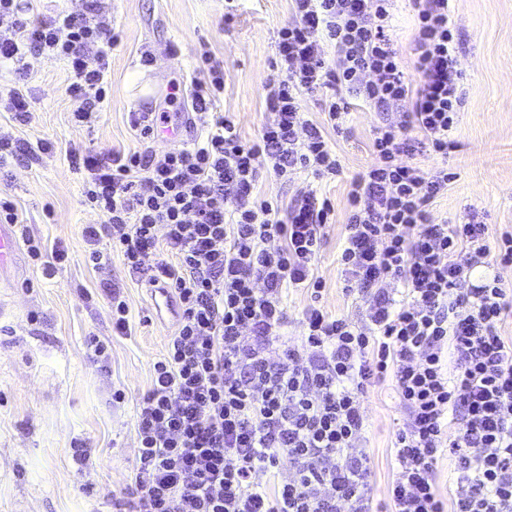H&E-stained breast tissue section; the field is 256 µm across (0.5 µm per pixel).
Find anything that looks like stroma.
Listing matches in <instances>:
<instances>
[{"mask_svg": "<svg viewBox=\"0 0 512 512\" xmlns=\"http://www.w3.org/2000/svg\"><path fill=\"white\" fill-rule=\"evenodd\" d=\"M120 41L110 57L111 90L96 121L72 123L79 106L65 92L68 70L43 59L31 80L32 117L21 125L0 111V137L28 146L0 171V191L18 203V237L61 243L68 259L55 277L43 276L39 262L21 253L16 268L0 277V512H113L137 450L135 403L147 389L153 363L175 325L171 309L156 308L146 285L130 275L118 254L102 269L87 263L83 227L102 223L82 203V176L71 153L84 149L162 150L190 145L199 132L179 127L166 140L140 141L128 124L130 111L170 113V84H186L199 44L224 62L220 112L233 115L243 139H254L268 120L263 84L275 57L278 30L292 22L290 0H238L225 11L224 0H106ZM392 40L404 68H411L415 38L411 0H396ZM458 33L464 105L454 133L461 148L448 158L424 151L423 168L447 167L448 193L434 204L438 224L463 222L478 213L492 230L512 231V0H451ZM152 66L140 63L143 51ZM383 118L373 109L352 106L343 130L332 142L342 174L331 182L312 177L283 182L262 177L270 197H291L317 185L336 206V222L318 259L326 282L321 300L333 315H359V300L346 294L337 263L350 181L372 161V130ZM49 142L51 154H33ZM123 286L132 315V333H113L108 303L96 292L101 278ZM108 342L106 365L93 363L92 338ZM125 400L113 401L115 390ZM371 450L372 494L387 498L393 469L391 441L407 416L390 383L364 397Z\"/></svg>", "mask_w": 512, "mask_h": 512, "instance_id": "stroma-1", "label": "stroma"}]
</instances>
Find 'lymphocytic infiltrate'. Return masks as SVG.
<instances>
[{"instance_id": "lymphocytic-infiltrate-1", "label": "lymphocytic infiltrate", "mask_w": 512, "mask_h": 512, "mask_svg": "<svg viewBox=\"0 0 512 512\" xmlns=\"http://www.w3.org/2000/svg\"><path fill=\"white\" fill-rule=\"evenodd\" d=\"M264 85L273 117L251 141L215 111L224 66L196 54L189 111L205 130L190 148L88 150L83 203L88 260L109 252L169 289L176 329L136 404L138 450L115 512H512V288L476 267L512 266V232L468 220L436 224L447 169L414 161L448 156L463 104L449 0H415L414 71L391 38L394 0H292ZM32 0H0V63L16 81L7 111L32 112L28 82L42 59L65 61L73 119L91 123L107 97L119 35L101 0L80 14L28 19ZM320 96L322 120L303 95ZM383 112L372 162L351 181L338 264L362 319L318 306L316 261L335 221L314 190L261 193L260 171L288 182L331 181L342 164L331 142L348 96ZM153 265H146L147 257ZM305 291L297 340L284 336L283 295ZM391 381L407 414L390 448L385 503L370 493L364 393ZM456 475L437 489L438 465Z\"/></svg>"}]
</instances>
